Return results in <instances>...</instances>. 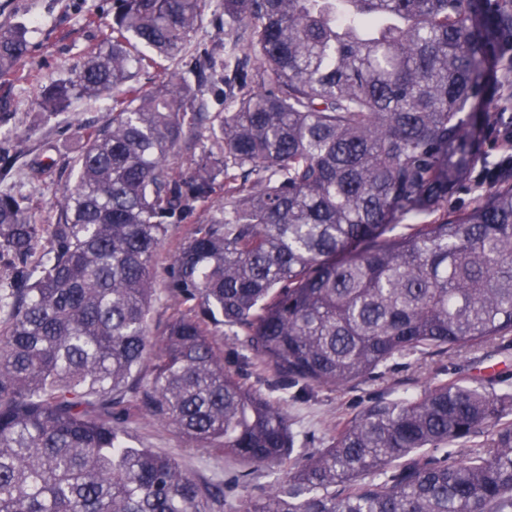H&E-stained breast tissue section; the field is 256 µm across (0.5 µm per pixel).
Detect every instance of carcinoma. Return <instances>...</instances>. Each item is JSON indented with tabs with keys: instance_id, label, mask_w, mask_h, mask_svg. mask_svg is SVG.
<instances>
[{
	"instance_id": "obj_1",
	"label": "carcinoma",
	"mask_w": 512,
	"mask_h": 512,
	"mask_svg": "<svg viewBox=\"0 0 512 512\" xmlns=\"http://www.w3.org/2000/svg\"><path fill=\"white\" fill-rule=\"evenodd\" d=\"M213 7L230 26L224 52L177 67ZM510 48L512 0H112L96 47L40 86L50 115L112 93L106 119L81 128L56 222L0 192V512L224 502V484L130 444L135 417L236 461L240 480L283 474L235 512H512L507 376L378 399L302 456L273 396L512 339V179L445 208L499 119L476 108L491 83L512 85ZM28 52L25 28L0 27V77ZM156 57L175 67L145 91L137 77ZM215 78L239 100L212 116L202 87ZM205 123L209 145L185 173L175 159ZM13 151L0 137V180ZM199 209L156 337L157 250L169 219ZM224 326L265 389L224 365Z\"/></svg>"
}]
</instances>
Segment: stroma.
Wrapping results in <instances>:
<instances>
[{"label": "stroma", "instance_id": "stroma-1", "mask_svg": "<svg viewBox=\"0 0 512 512\" xmlns=\"http://www.w3.org/2000/svg\"><path fill=\"white\" fill-rule=\"evenodd\" d=\"M101 0H0V27L25 25L31 53L20 61L13 76L0 78V132H11L15 142L12 171L0 187L33 199L38 223H54L56 203L76 181L74 161L81 149L80 127L99 123L112 107L111 96L79 99L67 111L47 115L36 106L38 85L69 76L84 54L99 41L98 28L88 25ZM51 162L48 175L35 180L32 167ZM193 219L173 220L155 262L158 298L149 315L150 330L159 333L173 313L168 292V264L189 235ZM502 364L512 370V345L491 344L445 353L414 352L389 364L378 374L343 390L316 389L305 398L287 395L286 409L300 436L296 454L326 447L337 419L359 414L372 401L419 391L423 386L450 380L465 381L483 365ZM135 445L175 458L199 482L223 479L224 506L233 512L246 497L268 489L278 478L266 469L246 482L235 483L240 467L210 449L196 446L171 427L143 418L130 426Z\"/></svg>", "mask_w": 512, "mask_h": 512}]
</instances>
